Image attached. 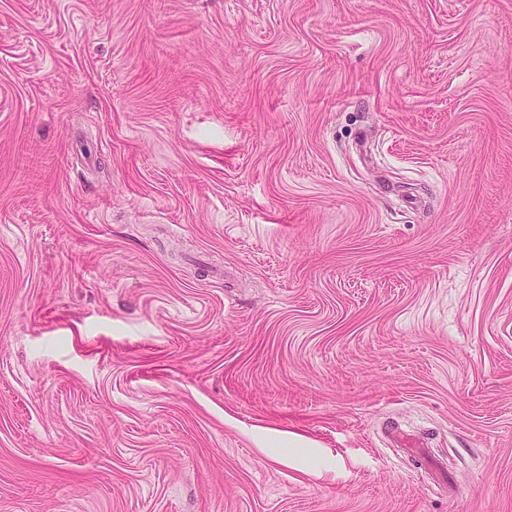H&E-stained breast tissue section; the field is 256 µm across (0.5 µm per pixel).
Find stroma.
<instances>
[{"mask_svg": "<svg viewBox=\"0 0 512 512\" xmlns=\"http://www.w3.org/2000/svg\"><path fill=\"white\" fill-rule=\"evenodd\" d=\"M0 512H512V0H0ZM394 439L396 443L402 448H405L407 453L416 459L421 466H424L430 471L433 487L440 492L448 493L449 484L444 476V471L429 455L423 440L403 430L396 432Z\"/></svg>", "mask_w": 512, "mask_h": 512, "instance_id": "1", "label": "stroma"}]
</instances>
